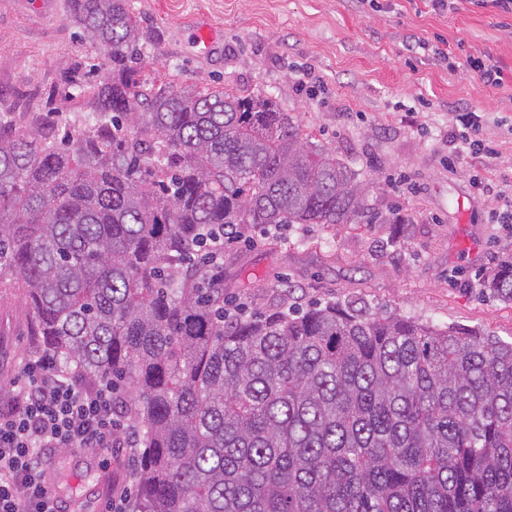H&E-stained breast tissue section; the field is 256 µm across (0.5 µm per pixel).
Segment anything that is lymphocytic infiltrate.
Returning <instances> with one entry per match:
<instances>
[{
    "label": "lymphocytic infiltrate",
    "mask_w": 512,
    "mask_h": 512,
    "mask_svg": "<svg viewBox=\"0 0 512 512\" xmlns=\"http://www.w3.org/2000/svg\"><path fill=\"white\" fill-rule=\"evenodd\" d=\"M134 445L112 411L111 381H84L52 353L37 352L0 394V512H67L45 478L56 450L108 454Z\"/></svg>",
    "instance_id": "lymphocytic-infiltrate-1"
}]
</instances>
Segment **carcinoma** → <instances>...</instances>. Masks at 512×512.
I'll return each mask as SVG.
<instances>
[{"label":"carcinoma","mask_w":512,"mask_h":512,"mask_svg":"<svg viewBox=\"0 0 512 512\" xmlns=\"http://www.w3.org/2000/svg\"><path fill=\"white\" fill-rule=\"evenodd\" d=\"M110 71L0 108V279L41 351L110 379L139 512H512V343L327 303L224 315L208 236L361 224L369 183L271 98L137 78L130 0H69ZM512 302V264L482 279Z\"/></svg>","instance_id":"cac0c4a2"}]
</instances>
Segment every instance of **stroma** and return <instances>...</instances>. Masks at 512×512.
I'll use <instances>...</instances> for the list:
<instances>
[{
	"label": "stroma",
	"mask_w": 512,
	"mask_h": 512,
	"mask_svg": "<svg viewBox=\"0 0 512 512\" xmlns=\"http://www.w3.org/2000/svg\"><path fill=\"white\" fill-rule=\"evenodd\" d=\"M144 31L142 80L276 98L302 138L374 181L370 224L248 228L224 248V304L249 313L350 302L439 327H474L512 342V302L486 293L483 274L512 261V236L491 221L512 192V14L459 0L437 13L427 0H131ZM215 34L209 52L197 26ZM449 50L440 61L421 43ZM487 55L505 88L467 64ZM104 73L102 50L68 16V0L39 10L0 0V100L37 88L36 110L75 106L72 80ZM483 120L491 156L465 147L458 110ZM481 188H474L473 180ZM31 309L19 288H0V388L35 350ZM136 451H57L52 488L69 512H106L135 492Z\"/></svg>",
	"instance_id": "1"
}]
</instances>
